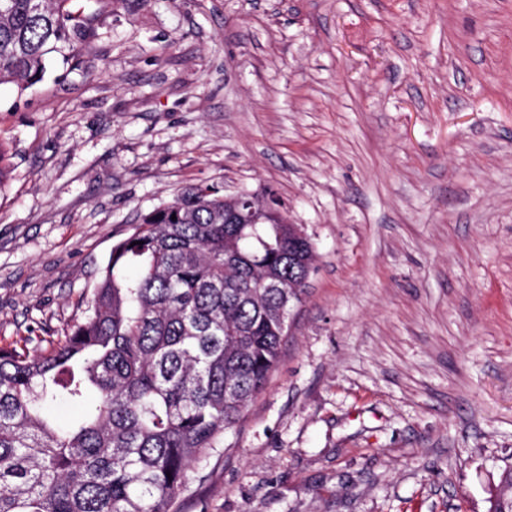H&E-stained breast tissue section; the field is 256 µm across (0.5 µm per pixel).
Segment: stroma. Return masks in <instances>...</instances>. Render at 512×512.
<instances>
[{
    "label": "stroma",
    "instance_id": "obj_1",
    "mask_svg": "<svg viewBox=\"0 0 512 512\" xmlns=\"http://www.w3.org/2000/svg\"><path fill=\"white\" fill-rule=\"evenodd\" d=\"M0 86V348L46 353L186 187L273 191L315 270L178 512H488L512 468V0H72Z\"/></svg>",
    "mask_w": 512,
    "mask_h": 512
}]
</instances>
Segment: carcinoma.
Instances as JSON below:
<instances>
[{"label":"carcinoma","mask_w":512,"mask_h":512,"mask_svg":"<svg viewBox=\"0 0 512 512\" xmlns=\"http://www.w3.org/2000/svg\"><path fill=\"white\" fill-rule=\"evenodd\" d=\"M0 0V84L74 58L97 12ZM190 186L112 247L84 319L43 355L0 349V512H171L194 464L266 386L314 264L282 215L224 223ZM63 400L80 409L64 424Z\"/></svg>","instance_id":"carcinoma-1"}]
</instances>
